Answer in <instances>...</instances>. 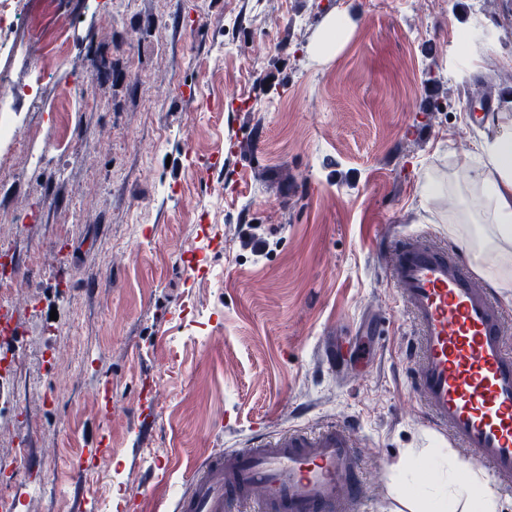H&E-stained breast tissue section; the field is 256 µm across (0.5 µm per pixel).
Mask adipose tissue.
I'll use <instances>...</instances> for the list:
<instances>
[{
	"label": "adipose tissue",
	"mask_w": 512,
	"mask_h": 512,
	"mask_svg": "<svg viewBox=\"0 0 512 512\" xmlns=\"http://www.w3.org/2000/svg\"><path fill=\"white\" fill-rule=\"evenodd\" d=\"M480 156L483 167L470 178L468 190L480 199L482 210L477 214L461 211L455 221L490 225V234L479 235L477 246L494 251L500 243L512 242V129L484 142ZM421 465L432 472L429 483L418 490L422 512H500L498 492L483 470L473 468L466 476H458L447 450L441 447L411 454L397 470L413 473Z\"/></svg>",
	"instance_id": "ef3b65f1"
}]
</instances>
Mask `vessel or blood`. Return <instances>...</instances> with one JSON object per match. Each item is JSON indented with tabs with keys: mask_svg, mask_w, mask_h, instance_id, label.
Wrapping results in <instances>:
<instances>
[{
	"mask_svg": "<svg viewBox=\"0 0 512 512\" xmlns=\"http://www.w3.org/2000/svg\"><path fill=\"white\" fill-rule=\"evenodd\" d=\"M390 283L417 335L406 355L431 428L512 491V317L454 246L422 233L395 240ZM359 455L347 424L262 434L210 458L177 512H356Z\"/></svg>",
	"mask_w": 512,
	"mask_h": 512,
	"instance_id": "vessel-or-blood-1",
	"label": "vessel or blood"
}]
</instances>
